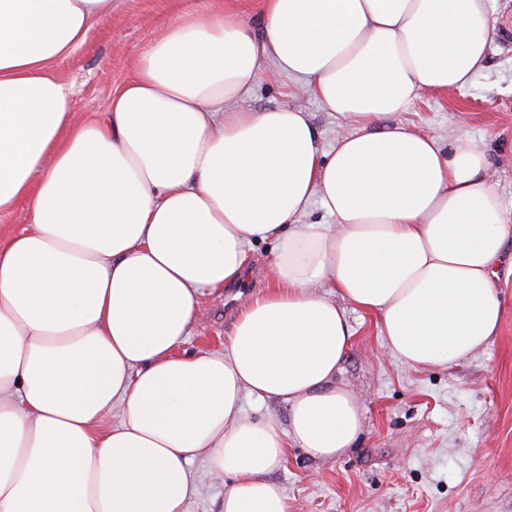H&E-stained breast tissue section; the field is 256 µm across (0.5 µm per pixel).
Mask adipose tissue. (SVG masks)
Returning a JSON list of instances; mask_svg holds the SVG:
<instances>
[{"label":"adipose tissue","instance_id":"obj_1","mask_svg":"<svg viewBox=\"0 0 512 512\" xmlns=\"http://www.w3.org/2000/svg\"><path fill=\"white\" fill-rule=\"evenodd\" d=\"M111 10L0 0V214L31 202L0 240V512H183L197 459L231 478L224 512H289L269 478L288 448L333 459L362 430L336 383L345 305L414 368L499 329L512 218L484 154L461 131L444 158L392 121L484 69L486 0H260L255 27L186 10L107 112L71 124L48 70ZM269 70L343 121L330 150L301 107L242 108ZM268 240L269 284L227 351L179 354L199 296L238 286ZM247 395L283 403L287 428Z\"/></svg>","mask_w":512,"mask_h":512}]
</instances>
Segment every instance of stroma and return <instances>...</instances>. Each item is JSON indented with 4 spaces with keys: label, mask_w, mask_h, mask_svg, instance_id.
<instances>
[{
    "label": "stroma",
    "mask_w": 512,
    "mask_h": 512,
    "mask_svg": "<svg viewBox=\"0 0 512 512\" xmlns=\"http://www.w3.org/2000/svg\"><path fill=\"white\" fill-rule=\"evenodd\" d=\"M208 0H112V11L68 58L51 65L71 90V120L106 111L131 61L171 21L177 8ZM494 26L485 69L450 93H422L398 122L423 131L450 152L456 111L483 150L512 212V0H487ZM297 105L311 114L322 145L340 121L314 97L295 95L287 77L267 73L243 106L262 111ZM504 316L485 348L445 368L414 369L390 353L374 314L347 307L352 346L336 377L360 400L363 429L333 460L288 451L271 478L289 512H512V274L499 269ZM225 291L205 293L181 354L223 352L237 306Z\"/></svg>",
    "instance_id": "stroma-1"
}]
</instances>
